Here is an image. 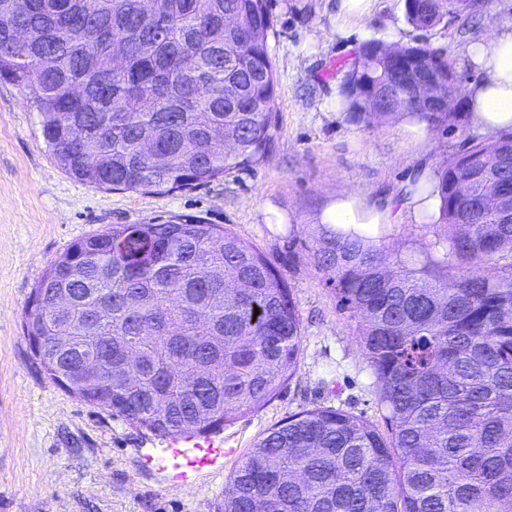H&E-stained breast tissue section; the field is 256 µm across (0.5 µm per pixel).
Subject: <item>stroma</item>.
Segmentation results:
<instances>
[{"label": "stroma", "mask_w": 512, "mask_h": 512, "mask_svg": "<svg viewBox=\"0 0 512 512\" xmlns=\"http://www.w3.org/2000/svg\"><path fill=\"white\" fill-rule=\"evenodd\" d=\"M278 73V129L267 158L247 170L169 194L106 191L66 173L24 90L0 80V512H219L224 487L264 433L289 415L332 407L382 425L374 377L309 247L325 204L342 192L401 204L422 166L439 169L490 135L467 116L424 136L394 115L348 112L340 93L362 48L419 42L456 59L462 86L480 78L472 46L512 28V0H483L428 30L410 25L404 0H373L346 17L339 0H268ZM196 216L231 228L280 271L302 320L299 369L265 406L213 433L230 456L177 477L144 467L168 438L89 405L51 379L24 330L23 310L50 262L74 241L114 224ZM442 229L401 213L383 243L423 249Z\"/></svg>", "instance_id": "35a3bbf8"}]
</instances>
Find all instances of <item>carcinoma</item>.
Segmentation results:
<instances>
[{"instance_id": "obj_1", "label": "carcinoma", "mask_w": 512, "mask_h": 512, "mask_svg": "<svg viewBox=\"0 0 512 512\" xmlns=\"http://www.w3.org/2000/svg\"><path fill=\"white\" fill-rule=\"evenodd\" d=\"M406 17L437 26L448 0H417ZM19 24L32 39L15 57ZM270 28L265 0H155L148 12L142 0H0V80L28 91L69 175L110 191H182L266 157ZM391 68L362 55L352 81L378 104L387 87L406 92ZM400 112L448 125L446 112ZM467 150L494 165L500 144ZM437 174L436 247L392 249L333 224L312 247L357 320L390 436L339 409L290 415L234 472L222 512H512V224L452 201L456 157ZM62 292L73 299L64 314L51 307ZM33 296L45 308L25 307L24 328L44 337L35 355L50 377L160 437L223 429L299 367L288 284L219 224H113L74 241ZM87 361L107 364L111 382L70 386L65 373Z\"/></svg>"}]
</instances>
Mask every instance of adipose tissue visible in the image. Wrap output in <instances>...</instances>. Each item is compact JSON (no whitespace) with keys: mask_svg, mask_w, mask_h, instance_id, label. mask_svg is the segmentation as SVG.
Returning a JSON list of instances; mask_svg holds the SVG:
<instances>
[{"mask_svg":"<svg viewBox=\"0 0 512 512\" xmlns=\"http://www.w3.org/2000/svg\"><path fill=\"white\" fill-rule=\"evenodd\" d=\"M471 52L481 71L480 80L467 91L471 123L489 132L512 128V29L494 33ZM320 221L344 230L371 231L391 226L396 217L391 208L379 207L366 196L344 193L326 206Z\"/></svg>","mask_w":512,"mask_h":512,"instance_id":"obj_1","label":"adipose tissue"}]
</instances>
